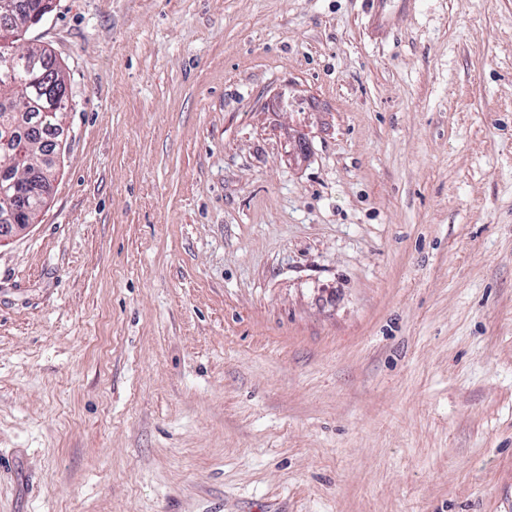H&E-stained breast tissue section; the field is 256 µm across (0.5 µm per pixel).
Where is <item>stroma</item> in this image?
Returning a JSON list of instances; mask_svg holds the SVG:
<instances>
[{
    "mask_svg": "<svg viewBox=\"0 0 512 512\" xmlns=\"http://www.w3.org/2000/svg\"><path fill=\"white\" fill-rule=\"evenodd\" d=\"M0 244V512H512V0H55ZM25 51L38 56L35 68L1 71L0 67V173L5 163H11L16 172L33 170L38 154L33 142L57 138L68 109L67 86L56 58L44 47L28 46ZM5 104L11 110L2 109ZM5 142L12 147L8 156L2 149ZM21 146L25 150L15 155ZM43 150V154L38 157L39 160L36 166L41 171V177L39 179H32L31 175L26 174L21 178L25 180L28 195L37 200L48 197L53 186L50 169L53 164L54 149L52 145L47 144ZM46 203L47 202L44 201L43 204H38V210L32 209L30 201L25 196L24 187H19L16 190V206L18 209L16 216L17 224H4L0 226V243L7 239L23 235L29 228L26 225L33 224L36 215Z\"/></svg>",
    "mask_w": 512,
    "mask_h": 512,
    "instance_id": "stroma-1",
    "label": "stroma"
}]
</instances>
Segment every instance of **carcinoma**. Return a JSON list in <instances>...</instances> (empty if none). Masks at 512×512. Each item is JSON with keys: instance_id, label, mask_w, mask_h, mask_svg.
<instances>
[{"instance_id": "carcinoma-1", "label": "carcinoma", "mask_w": 512, "mask_h": 512, "mask_svg": "<svg viewBox=\"0 0 512 512\" xmlns=\"http://www.w3.org/2000/svg\"><path fill=\"white\" fill-rule=\"evenodd\" d=\"M53 0H17V10L0 24L11 35L39 23L52 11ZM38 56L33 68L17 66L0 70V165L12 164L15 171L33 170L37 159L36 139H52L63 125L68 109V91L63 70L56 58L44 47H27ZM17 223L31 224L38 211L31 208L24 187L16 190Z\"/></svg>"}]
</instances>
